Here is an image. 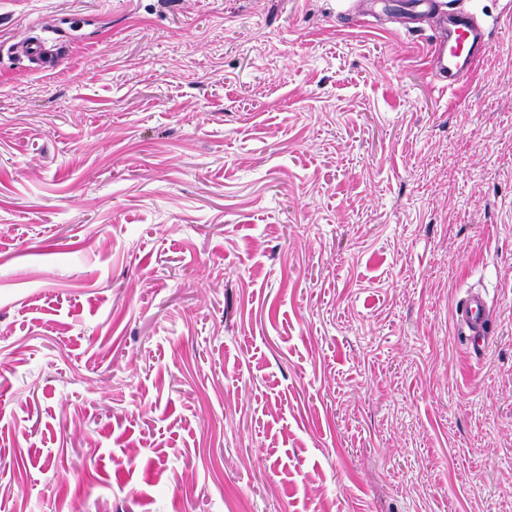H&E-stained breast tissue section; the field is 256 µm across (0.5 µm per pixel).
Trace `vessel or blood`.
I'll list each match as a JSON object with an SVG mask.
<instances>
[{"label":"vessel or blood","mask_w":512,"mask_h":512,"mask_svg":"<svg viewBox=\"0 0 512 512\" xmlns=\"http://www.w3.org/2000/svg\"><path fill=\"white\" fill-rule=\"evenodd\" d=\"M417 15L426 17L436 36L430 47V71L442 90H452L468 79L483 54L487 39L482 23L470 11L460 7L459 0H448L444 8L433 0H416ZM16 54L32 64L56 68L61 55L44 36H35L16 45ZM464 336L474 348H483L491 334L490 310L480 292H471L458 309Z\"/></svg>","instance_id":"1"}]
</instances>
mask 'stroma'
I'll list each match as a JSON object with an SVG mask.
<instances>
[{
	"label": "stroma",
	"mask_w": 512,
	"mask_h": 512,
	"mask_svg": "<svg viewBox=\"0 0 512 512\" xmlns=\"http://www.w3.org/2000/svg\"><path fill=\"white\" fill-rule=\"evenodd\" d=\"M414 4L0 0V512L512 498V0ZM448 0L444 8H436L433 0H416L415 11L406 17L424 16L436 36L430 47V71L444 91L455 89L468 79L483 54L487 39L482 23L470 11ZM448 5V6H446ZM10 48L43 69H55L61 60V53L56 51L50 40L44 36H35L21 44H12ZM490 310L486 298L480 292H470L458 309L459 323L464 336L474 349H482L491 334Z\"/></svg>",
	"instance_id": "stroma-1"
}]
</instances>
